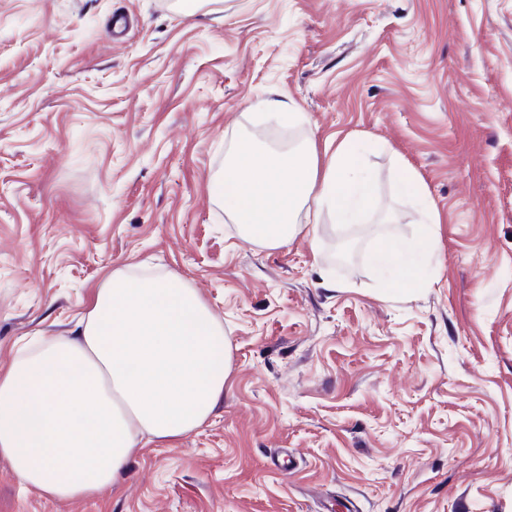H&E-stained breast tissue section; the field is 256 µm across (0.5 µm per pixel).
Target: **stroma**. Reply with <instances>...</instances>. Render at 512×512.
Here are the masks:
<instances>
[{
    "instance_id": "obj_1",
    "label": "stroma",
    "mask_w": 512,
    "mask_h": 512,
    "mask_svg": "<svg viewBox=\"0 0 512 512\" xmlns=\"http://www.w3.org/2000/svg\"><path fill=\"white\" fill-rule=\"evenodd\" d=\"M272 88L291 147L377 143L362 220L275 250L210 192L239 141L275 148ZM405 169L438 262L386 296L374 251L423 221ZM117 267L196 289L224 396L91 498L0 456V512H512V0H0V367ZM262 106L270 121L278 125H288L299 119V113L295 111V105L286 94L276 88H272L268 92V96L263 99Z\"/></svg>"
}]
</instances>
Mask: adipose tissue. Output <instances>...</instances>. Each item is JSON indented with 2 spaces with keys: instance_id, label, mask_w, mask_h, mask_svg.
<instances>
[{
  "instance_id": "1",
  "label": "adipose tissue",
  "mask_w": 512,
  "mask_h": 512,
  "mask_svg": "<svg viewBox=\"0 0 512 512\" xmlns=\"http://www.w3.org/2000/svg\"><path fill=\"white\" fill-rule=\"evenodd\" d=\"M365 149L347 138L323 161L311 143L267 152L244 140L211 191L243 237L277 249L315 231L322 212L353 224L370 208ZM399 189L424 223L410 243L381 241L375 256L411 295L435 258L436 215L414 172ZM229 372L224 327L194 289L174 275L112 269L72 336L30 341L0 368V455L51 499L92 497L149 444L203 425Z\"/></svg>"
}]
</instances>
